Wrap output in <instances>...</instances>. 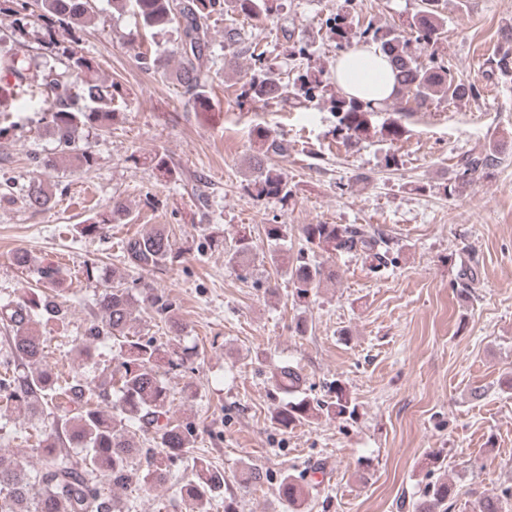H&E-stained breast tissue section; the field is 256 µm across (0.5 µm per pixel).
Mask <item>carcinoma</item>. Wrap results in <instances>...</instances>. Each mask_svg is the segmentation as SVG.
<instances>
[{
    "instance_id": "obj_1",
    "label": "carcinoma",
    "mask_w": 512,
    "mask_h": 512,
    "mask_svg": "<svg viewBox=\"0 0 512 512\" xmlns=\"http://www.w3.org/2000/svg\"><path fill=\"white\" fill-rule=\"evenodd\" d=\"M6 11L15 16L14 26L3 39L19 42L31 19L43 31L42 47L55 57L65 58L64 70L49 66L45 86L50 92L47 112L56 142L51 156L33 155L31 161L45 170L55 168L64 158L77 168L94 166L95 154L80 143L76 134L81 129H102L110 126L116 113L112 110L118 85L106 83L95 76L93 61L72 46L55 39V30L69 29L74 34L94 13L92 0H6ZM276 0H112L119 11L132 10L149 29L176 26L179 41L173 50L177 58L176 76L194 109L207 111L211 100L207 91L209 75L203 70V58L209 46L208 18L216 8L237 13L255 22L269 18ZM422 6L406 24L385 27L368 23L351 33L348 17L354 0H344L330 30L336 35V46L342 52L351 49V39L373 42L388 59L394 77L395 112H428L443 102L464 101L475 97L478 89L471 82L457 78L448 62L431 56L424 64L414 46L436 45L444 34L447 20L438 10L437 0H421ZM503 52L496 68L503 75L512 71V29L500 32ZM224 68L234 70L239 59L247 54L254 61L253 72L241 86L240 97L250 101H291L300 107L316 99L329 103L336 114L338 133L344 141L357 143L373 127L376 109L367 103L331 92L306 74L283 77L272 65L264 62L263 53L245 45L240 30L233 25L224 28ZM30 59L18 53H0V112H8L13 101L33 97L29 80ZM382 137L401 139L406 128L396 119L385 120L379 129ZM259 154L249 163L250 185L258 196L288 200V181L279 169L264 163L263 158L281 155L285 145L271 130L255 129ZM500 151L493 148L484 155L467 156L457 165L446 191L453 195L467 186L477 173L496 167ZM19 200L32 212L51 209L53 193L42 181H33L22 189ZM129 209L121 201L112 202L106 211L91 218L82 233L100 235L110 224L128 220ZM267 239L274 244L269 253L273 264L289 276L295 303H308L312 292L324 282L336 279L335 271L307 256L294 257L284 244L288 225L265 226ZM302 235L309 251L318 248L332 255H350L361 259L362 266L378 275L395 263L391 248L382 234L355 224H304ZM234 244L225 252V262L242 280L253 276L254 246L246 230H239ZM174 258L169 232L156 227L128 239L123 259L136 270L154 271L167 266ZM13 265L34 278L36 287L25 289L17 297L0 302V327L7 335L9 354L0 362V400L6 408L43 423L41 439L35 452L41 467L32 476L17 461L0 456V512H122L113 495L100 485L102 476L112 488H124L134 481L161 484L168 480L176 460H190L195 479L181 487V492L195 505L194 512H209L211 501L224 491V472L205 459L193 455V429L174 419L169 388L162 369L169 371L185 366L191 354H177L173 343H159L135 334L133 324L137 313L147 310L168 326V332L179 337L183 324L173 303L164 292L144 285L133 294L126 288H104L95 298L98 313L86 329L84 342L75 346L86 362L94 361V342L117 341L116 365L104 378L88 379L74 376L60 381L47 363L45 339L37 326L62 322L66 312L57 301L62 271L52 262H38L19 248L12 255ZM275 388L298 385V370L278 365L271 372ZM334 394L330 401L311 400L306 396L281 401L272 419L286 431L320 415L332 418L353 417L356 404L341 381L330 384ZM154 447L144 448L142 444ZM315 488L289 475L279 482L280 497L288 506H298ZM453 498L452 485L435 482L427 485L423 501L416 512H448ZM500 496L476 498L471 512H504Z\"/></svg>"
}]
</instances>
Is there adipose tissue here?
Instances as JSON below:
<instances>
[{
    "label": "adipose tissue",
    "mask_w": 512,
    "mask_h": 512,
    "mask_svg": "<svg viewBox=\"0 0 512 512\" xmlns=\"http://www.w3.org/2000/svg\"><path fill=\"white\" fill-rule=\"evenodd\" d=\"M334 78L345 94L375 108L389 103L395 91L390 65L373 44L356 46L339 56Z\"/></svg>",
    "instance_id": "ef3b65f1"
}]
</instances>
